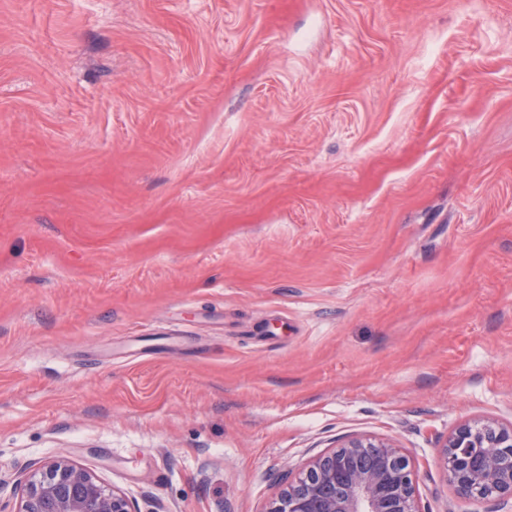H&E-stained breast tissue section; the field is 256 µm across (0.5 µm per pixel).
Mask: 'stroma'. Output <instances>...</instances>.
Wrapping results in <instances>:
<instances>
[{"label":"stroma","instance_id":"35a3bbf8","mask_svg":"<svg viewBox=\"0 0 512 512\" xmlns=\"http://www.w3.org/2000/svg\"><path fill=\"white\" fill-rule=\"evenodd\" d=\"M512 423V0H0V498L267 512ZM415 477L399 448L357 436L312 460L267 512H419ZM26 493L1 512H140L122 492L67 458L48 461L32 471Z\"/></svg>","mask_w":512,"mask_h":512}]
</instances>
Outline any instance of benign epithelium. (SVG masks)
<instances>
[{
	"label": "benign epithelium",
	"mask_w": 512,
	"mask_h": 512,
	"mask_svg": "<svg viewBox=\"0 0 512 512\" xmlns=\"http://www.w3.org/2000/svg\"><path fill=\"white\" fill-rule=\"evenodd\" d=\"M448 481L461 496L512 501V425L465 423L442 450ZM0 512H138L122 492L67 458L32 471L26 493ZM268 512H418L415 472L400 449L357 436L319 455L288 483Z\"/></svg>",
	"instance_id": "7a95c632"
}]
</instances>
